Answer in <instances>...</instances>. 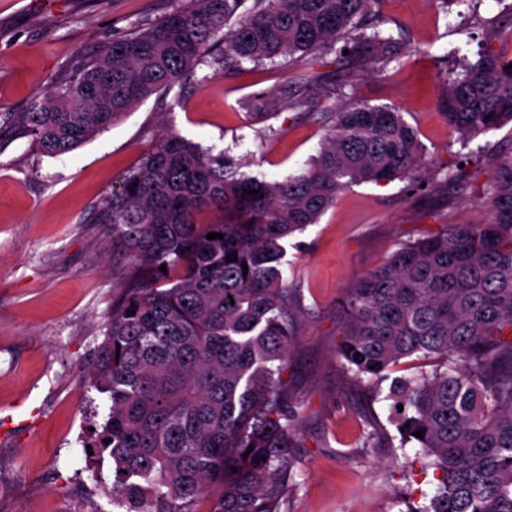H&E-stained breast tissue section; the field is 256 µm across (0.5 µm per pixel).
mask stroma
<instances>
[{
    "label": "stroma",
    "mask_w": 512,
    "mask_h": 512,
    "mask_svg": "<svg viewBox=\"0 0 512 512\" xmlns=\"http://www.w3.org/2000/svg\"><path fill=\"white\" fill-rule=\"evenodd\" d=\"M190 4L0 0V113L28 111L103 43ZM366 22L398 39L401 58L312 108L284 100L260 115L246 109L292 81L296 66L279 57L238 71L198 66L183 86L63 156L28 137L0 138V512H115L112 463L86 449L106 418L102 395L88 389L93 350L127 276L109 225L94 221L99 203L169 129L241 162L249 176L302 173L325 140L324 113L352 98L401 109L423 149L422 183L350 186L288 240L284 277L301 313L284 379L301 437L285 512H392L395 489L434 486L429 474L405 479L388 402L355 384L336 357L342 300L400 244L444 224L488 222L482 190L512 154V123L460 136L442 95L463 61L489 48L512 52V0H378ZM456 167L465 182L445 184Z\"/></svg>",
    "instance_id": "stroma-1"
}]
</instances>
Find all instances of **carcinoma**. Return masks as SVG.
Returning <instances> with one entry per match:
<instances>
[{
  "label": "carcinoma",
  "mask_w": 512,
  "mask_h": 512,
  "mask_svg": "<svg viewBox=\"0 0 512 512\" xmlns=\"http://www.w3.org/2000/svg\"><path fill=\"white\" fill-rule=\"evenodd\" d=\"M245 2L193 0L112 39L28 111L1 112L0 129L68 154L208 63L219 36L213 62L226 68L279 56L302 66L284 88L300 105L315 85L329 97L358 68L400 58L392 37L358 26L370 0H253L241 14ZM340 40L349 54L336 52L333 70L308 67ZM510 64L491 49L464 64L443 100L451 129L469 136L512 122ZM330 118L308 169L272 181L170 129L98 207L130 273L94 350L90 387L107 418L91 447L112 459V504L124 512H201L204 500L207 512H282L298 442L283 379L296 323L285 243L346 187L415 184L423 161L396 106L350 100ZM482 203L487 223L445 224L401 245L346 294L337 354L368 389L391 381L399 448L416 449L436 480L430 496L407 484L398 512H512V154ZM206 211L219 219L201 223ZM413 356L436 364L390 379Z\"/></svg>",
  "instance_id": "carcinoma-1"
}]
</instances>
